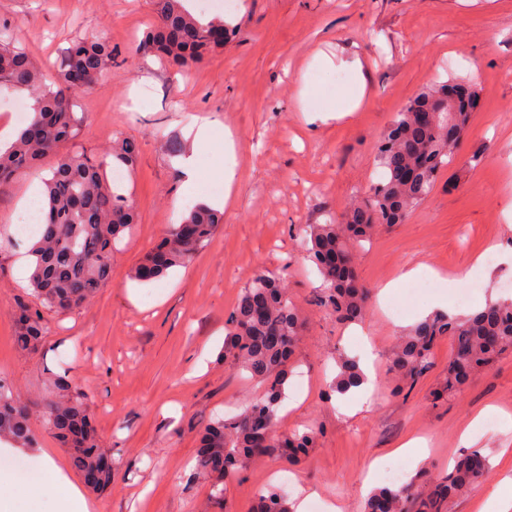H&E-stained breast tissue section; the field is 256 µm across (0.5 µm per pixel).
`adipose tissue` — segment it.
I'll return each mask as SVG.
<instances>
[{
	"label": "adipose tissue",
	"instance_id": "1",
	"mask_svg": "<svg viewBox=\"0 0 512 512\" xmlns=\"http://www.w3.org/2000/svg\"><path fill=\"white\" fill-rule=\"evenodd\" d=\"M21 453V448L15 445L0 446V489L7 488L32 499L48 486L54 491L58 512H92L93 501L48 453L37 454L39 466L34 471L20 473L10 468L9 460Z\"/></svg>",
	"mask_w": 512,
	"mask_h": 512
}]
</instances>
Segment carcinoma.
Here are the masks:
<instances>
[{
    "label": "carcinoma",
    "instance_id": "obj_1",
    "mask_svg": "<svg viewBox=\"0 0 512 512\" xmlns=\"http://www.w3.org/2000/svg\"><path fill=\"white\" fill-rule=\"evenodd\" d=\"M156 5L160 25L139 42L140 52L189 67L224 47L213 39L214 30L227 31L223 20L203 23L183 7L182 0H156ZM114 57L106 37L85 36L63 50L55 77L48 79L31 54L7 31H0V87L26 92L30 112L15 140L0 148V189L7 188L19 172L37 167L49 156L55 158L45 181L41 232L29 249L34 256L30 292L16 304L15 343L24 350L38 347L50 334L43 310L68 314L108 283L112 252L137 223L135 208L110 183L106 168L131 166L139 152L138 141L123 138L100 158L65 149L83 123L76 112L78 96L112 65ZM477 101L476 90L464 80L440 82L421 92L397 113L377 143L380 179L362 199L350 203L342 221L307 225V258L324 282L317 303L329 309L337 322L350 325L364 318L371 291L356 278L355 255L371 242L376 225L402 222L428 196L457 152ZM222 223L224 215L217 210L193 208L180 223L169 225L162 243L135 267L134 278L150 282L188 265ZM303 324L278 276L260 273L239 295L224 337V362L261 384L263 396L237 415L214 418L201 433L197 469L208 481L212 499H223L224 484L245 463L266 456L296 462L317 445L319 432L314 429L278 431ZM447 338L453 353L445 381L434 392L437 401L512 351V300L490 301L463 317L432 314L399 337L389 356V371L397 378L400 393H410L430 371L434 348ZM337 365L330 392H344L360 383L355 361L341 356ZM51 387L43 418L67 448L73 469L81 473L104 456L92 413L74 380L59 376ZM0 439L25 448L33 443L29 409L1 381ZM490 473L487 457L472 449L456 459L446 477L422 475L426 494L419 493L413 481L381 487L367 498L364 512H450L455 498L485 482ZM253 512L292 509L283 494L270 489L260 495Z\"/></svg>",
    "mask_w": 512,
    "mask_h": 512
}]
</instances>
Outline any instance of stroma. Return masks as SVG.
I'll return each instance as SVG.
<instances>
[{"instance_id":"1","label":"stroma","mask_w":512,"mask_h":512,"mask_svg":"<svg viewBox=\"0 0 512 512\" xmlns=\"http://www.w3.org/2000/svg\"><path fill=\"white\" fill-rule=\"evenodd\" d=\"M190 8L223 18L234 36L200 64L181 72L137 52L159 22L154 0H0V26L55 75L68 43L105 35L117 51L111 68L78 98L85 121L76 150L103 153L132 137L140 152L121 189L138 222L112 255V278L76 312L48 315L52 333L33 351L14 341L15 304L28 286L26 244H0V379L32 410L37 447L60 466L69 456L43 422L54 375L67 374L88 397L99 444L117 467L111 486L90 492L95 512H252L257 496L288 477L293 492L323 508L362 512L382 485V468L410 481L447 475L468 451L461 434L479 419L478 448L489 479L460 496L452 512H481L512 478V353L474 375L441 401L450 340L433 350V368L411 395L396 393L388 360L396 339L427 317L438 298L456 316L491 300L512 299V0H233L227 10ZM332 66L316 63L317 53ZM358 55L364 99L349 118L306 125L303 106L347 105L353 73L339 59ZM472 83L480 104L465 140L428 197L402 223L378 225L358 253L356 274L372 296L362 323L338 324L315 297L323 287L307 259L304 229L341 217L376 181L375 146L397 112L435 81ZM213 139L197 157V191L182 190L167 145L202 121ZM232 132L233 153L224 151ZM483 157L473 163V154ZM52 165L17 176L0 192V226L12 229L34 179ZM234 167L232 200L213 238L184 267L150 283L133 268L197 203L223 185ZM494 254L486 264V254ZM425 271L387 298L379 290L403 268ZM464 274L444 288L433 273ZM261 273L284 276L305 322L280 409L285 432L314 428L309 455L289 463L265 457L245 464L212 503L194 472L199 435L214 417L242 410L263 390L222 357L228 319L241 291ZM470 293L468 305L458 298ZM375 355L370 400L355 413L329 385L339 355ZM411 438L428 443L420 461L397 455ZM379 469H372V462Z\"/></svg>"}]
</instances>
